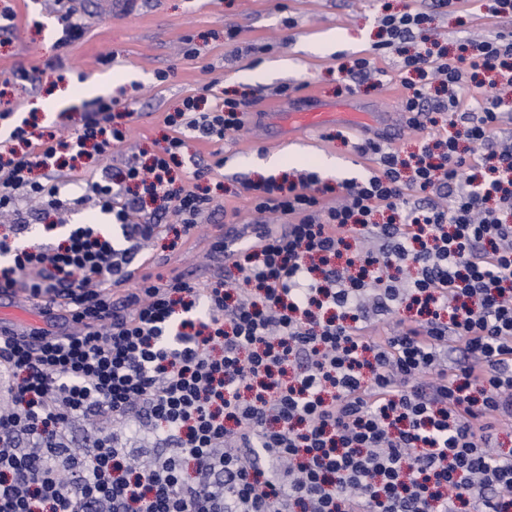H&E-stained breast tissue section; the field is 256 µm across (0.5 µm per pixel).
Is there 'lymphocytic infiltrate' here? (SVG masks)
I'll use <instances>...</instances> for the list:
<instances>
[{"label": "lymphocytic infiltrate", "instance_id": "obj_1", "mask_svg": "<svg viewBox=\"0 0 512 512\" xmlns=\"http://www.w3.org/2000/svg\"><path fill=\"white\" fill-rule=\"evenodd\" d=\"M460 0H432L455 12ZM501 28L455 55L430 11L382 18L386 40L354 59L344 89L406 77L405 125L448 116L449 132L401 155L357 143L380 169L363 182L315 173L244 183L260 214L283 217L237 248L207 287L139 273L155 235L132 187L157 201L175 241L211 204L212 168L187 134L221 140L250 121L249 93L212 112L186 98L150 163L107 161L131 134L117 100H97L73 132L10 126L0 142V294L25 292L72 332L0 329V512H512V146L498 122L512 99V0H488ZM105 164L63 196L61 154ZM342 200L331 206L322 199ZM94 204L124 247L90 224L59 243L17 242L35 215ZM379 238V251L352 249ZM135 282L114 297V287ZM417 307L403 318L399 304Z\"/></svg>", "mask_w": 512, "mask_h": 512}]
</instances>
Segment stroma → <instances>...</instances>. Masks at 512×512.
Returning <instances> with one entry per match:
<instances>
[{
    "mask_svg": "<svg viewBox=\"0 0 512 512\" xmlns=\"http://www.w3.org/2000/svg\"><path fill=\"white\" fill-rule=\"evenodd\" d=\"M110 2L93 0L82 36L62 46V10L45 8L43 0H8L15 28L10 39L0 40V82L8 84L0 109L9 106L20 115H34L44 131L72 129L94 98L75 94L57 101L54 93L93 76L103 78L110 83L106 98L118 99L131 114V139L112 153L111 163L118 166L168 135L164 118L184 97H203L205 108L212 109L222 104L227 91L254 94L246 129L221 141L190 140V153L202 162L224 159L223 167L204 179L213 188V201L187 242L170 248L171 237L162 232L139 252L143 272L179 275L201 286L219 273L220 261L212 251L217 238L238 236L260 219L242 187L257 176L246 159L296 150L336 159L338 171L330 183L362 181L378 164L357 152L360 137H385L392 148L410 152L423 139L446 132L442 125L421 134L406 129L400 110L406 90L395 55L375 60L391 77L385 88L365 82L353 95L366 111L388 115V122L355 126L332 121L291 132L274 119L287 108L306 107L311 95L339 102V65L371 55L384 15L406 7L426 9L428 0H138L124 15L113 14ZM432 25L450 47L462 38L491 37L498 30L482 0H467L461 12L435 15ZM333 32L343 34V42L316 51L315 43ZM18 69L29 71L31 81L10 83Z\"/></svg>",
    "mask_w": 512,
    "mask_h": 512,
    "instance_id": "35a3bbf8",
    "label": "stroma"
}]
</instances>
